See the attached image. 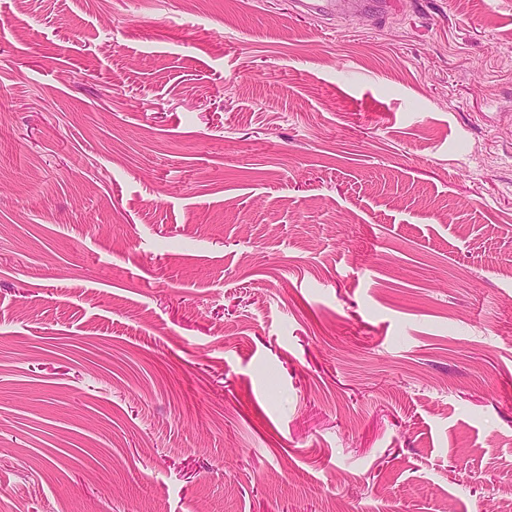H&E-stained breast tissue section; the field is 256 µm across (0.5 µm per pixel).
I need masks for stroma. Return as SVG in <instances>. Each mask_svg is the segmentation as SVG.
<instances>
[{"mask_svg": "<svg viewBox=\"0 0 512 512\" xmlns=\"http://www.w3.org/2000/svg\"><path fill=\"white\" fill-rule=\"evenodd\" d=\"M512 0H0V512H500ZM295 11L305 16H329L366 13L382 19L390 13L391 0H293Z\"/></svg>", "mask_w": 512, "mask_h": 512, "instance_id": "stroma-1", "label": "stroma"}]
</instances>
